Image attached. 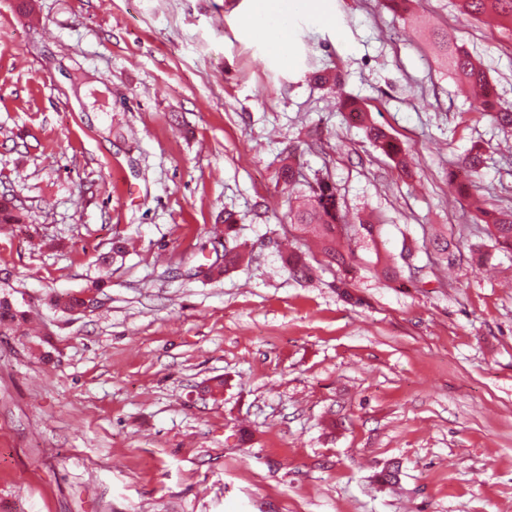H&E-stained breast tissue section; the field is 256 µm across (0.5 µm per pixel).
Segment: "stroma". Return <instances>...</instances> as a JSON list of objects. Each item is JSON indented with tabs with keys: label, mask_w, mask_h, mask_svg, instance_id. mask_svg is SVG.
I'll return each instance as SVG.
<instances>
[{
	"label": "stroma",
	"mask_w": 512,
	"mask_h": 512,
	"mask_svg": "<svg viewBox=\"0 0 512 512\" xmlns=\"http://www.w3.org/2000/svg\"><path fill=\"white\" fill-rule=\"evenodd\" d=\"M327 4L332 26L289 14L284 62L249 0H0V194L23 214L0 224V294L36 329L0 335V512H512V250L448 181L479 144V195L512 201V137L440 50L512 102V32L457 0ZM289 146L348 224L380 227L350 241L359 303L336 270L279 260ZM227 247L244 262L209 276ZM380 257L400 279L377 278ZM97 279L93 308L49 306ZM366 132L371 143L388 156L402 174L408 175L409 170L405 160L406 153L400 143L384 128L375 124L366 125Z\"/></svg>",
	"instance_id": "35a3bbf8"
}]
</instances>
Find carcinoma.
<instances>
[{"mask_svg": "<svg viewBox=\"0 0 512 512\" xmlns=\"http://www.w3.org/2000/svg\"><path fill=\"white\" fill-rule=\"evenodd\" d=\"M461 10L470 17L479 20L492 14L498 24L508 30L512 29V0H459ZM448 62L452 73L464 83L478 89V95L472 102L473 109L480 114H489L498 127L506 134L512 133V103H506L492 90L486 73L482 67L461 47L449 49ZM366 132L371 143L388 156L401 173L407 175L409 170L405 160V149L384 128L366 125ZM486 158L480 151L470 152L461 160V168L469 180L459 182V190L463 197L470 198L476 191V179L484 167ZM278 180L284 186L291 187L301 184L306 187L302 195L303 202L295 209H290L291 227L299 233V237L312 240L324 257L325 266L337 267L339 279L335 288L347 300L355 299L354 269L351 264L352 251L346 247V239L340 233V226L345 224L341 212L340 198L335 184L327 177H316L309 180L296 162L295 150H288L278 171ZM470 223H483L495 242L503 247L512 248V209L485 208L478 204L469 211ZM243 261V255L233 249L224 250V262L211 266V274L221 275L236 267ZM285 266L294 275L304 279L314 276L315 268L307 260L306 252L297 247L288 251L283 259ZM49 304L63 312H73L86 308L84 292L54 295ZM24 318L17 303L6 296H0V333Z\"/></svg>", "mask_w": 512, "mask_h": 512, "instance_id": "cac0c4a2", "label": "carcinoma"}]
</instances>
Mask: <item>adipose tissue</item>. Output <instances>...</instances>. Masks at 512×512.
Returning a JSON list of instances; mask_svg holds the SVG:
<instances>
[{
    "label": "adipose tissue",
    "mask_w": 512,
    "mask_h": 512,
    "mask_svg": "<svg viewBox=\"0 0 512 512\" xmlns=\"http://www.w3.org/2000/svg\"><path fill=\"white\" fill-rule=\"evenodd\" d=\"M301 9L325 24H332L324 0H252L249 24L255 34L263 37L269 51L280 59H287L292 33L284 26V19Z\"/></svg>",
    "instance_id": "ef3b65f1"
}]
</instances>
